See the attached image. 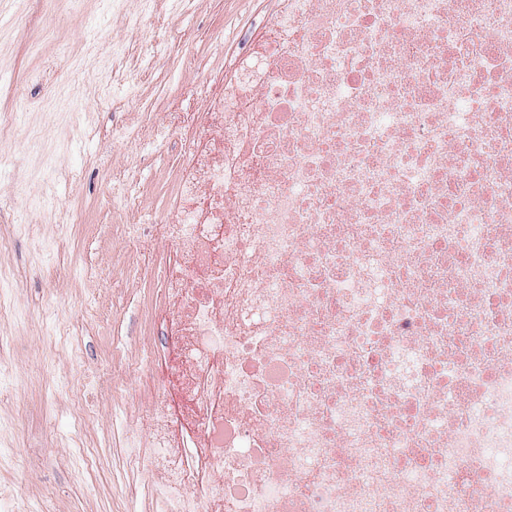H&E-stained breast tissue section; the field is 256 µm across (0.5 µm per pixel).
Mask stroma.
I'll use <instances>...</instances> for the list:
<instances>
[{
    "instance_id": "obj_1",
    "label": "stroma",
    "mask_w": 512,
    "mask_h": 512,
    "mask_svg": "<svg viewBox=\"0 0 512 512\" xmlns=\"http://www.w3.org/2000/svg\"><path fill=\"white\" fill-rule=\"evenodd\" d=\"M248 6L249 0H189L184 6L159 0L156 21L146 30L113 16L105 0H62L54 9L46 0H25L18 21L0 11V82L17 87L29 105L23 128L0 137V239L14 241L12 249L0 252V268L17 272L13 304L25 309L40 303L35 260L64 264L74 259L97 274L87 282L64 272L52 284L53 318L70 332L71 341L49 346L42 325L18 329L0 321V336L16 337L18 344L11 376L0 379V421L10 422L19 404L31 409L23 437L0 433V453L16 461L15 467H0V482L11 485L30 512H39L41 492L48 486L57 490L53 512H130L148 505L152 468L144 463L123 469L120 449L92 447L72 409L78 400L92 411L102 438L119 426L137 427L149 415L152 377L131 372L126 363L164 342L162 334L147 335L141 327L143 305L155 302L156 293L144 283L124 280L122 270L135 258H162L172 245L147 232L136 239L111 235L107 228L117 217L101 200L111 195L113 177L131 173L139 205L149 211L163 208L153 168L135 167L134 161L159 146L162 164H172L178 149L167 134L170 113L190 106L210 71L224 63L214 42L191 46L195 59L184 64L174 63L170 47L197 29L235 24ZM46 27L50 35L39 39ZM114 42L138 57V91L151 94L157 84L167 83L182 93L177 103L160 98L137 146L112 140L113 112L134 109L125 84L99 78L112 69L105 48ZM62 82L85 100L84 108L63 124L54 117L55 105L45 101ZM29 125L40 126L51 141V165L30 153ZM41 197L58 206H82L86 228L74 245L61 244L55 214L34 206ZM19 224L40 225L49 247L37 252L32 242L15 239Z\"/></svg>"
}]
</instances>
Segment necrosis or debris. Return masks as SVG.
Returning <instances> with one entry per match:
<instances>
[{
	"mask_svg": "<svg viewBox=\"0 0 512 512\" xmlns=\"http://www.w3.org/2000/svg\"><path fill=\"white\" fill-rule=\"evenodd\" d=\"M180 141L159 512H512V0H261Z\"/></svg>",
	"mask_w": 512,
	"mask_h": 512,
	"instance_id": "obj_1",
	"label": "necrosis or debris"
}]
</instances>
